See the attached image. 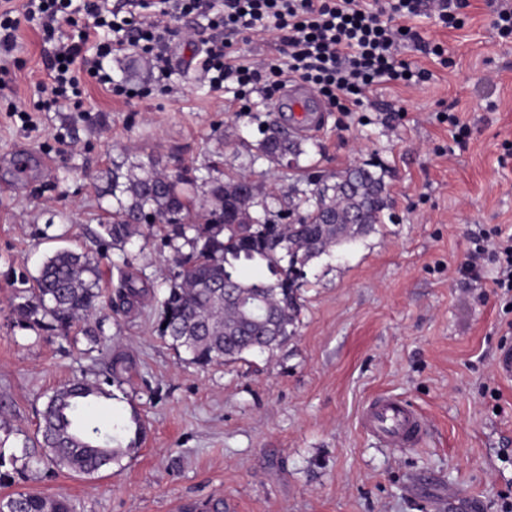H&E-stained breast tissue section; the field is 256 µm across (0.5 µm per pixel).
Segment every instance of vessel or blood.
Returning a JSON list of instances; mask_svg holds the SVG:
<instances>
[{
	"label": "vessel or blood",
	"mask_w": 512,
	"mask_h": 512,
	"mask_svg": "<svg viewBox=\"0 0 512 512\" xmlns=\"http://www.w3.org/2000/svg\"><path fill=\"white\" fill-rule=\"evenodd\" d=\"M363 430L389 448H411L424 437L425 422L409 404L386 397L370 402L360 414Z\"/></svg>",
	"instance_id": "vessel-or-blood-1"
}]
</instances>
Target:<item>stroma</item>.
<instances>
[{"mask_svg": "<svg viewBox=\"0 0 512 512\" xmlns=\"http://www.w3.org/2000/svg\"><path fill=\"white\" fill-rule=\"evenodd\" d=\"M502 0H463L461 26L421 16L411 25L441 56L401 44L400 58L429 71L419 86L385 82L348 119L326 115L302 137L298 166L257 159L261 128L285 98L236 100L199 80L196 55L213 32L205 19L171 20L173 93L149 61L130 51L114 60L115 79L148 88L124 101L82 77L83 109L53 104L27 127L46 80L43 36L21 23L0 70V422L8 443L34 434L53 389L79 372L98 373V353L17 327L13 303L24 279L61 248H90L108 223L101 196L113 163L159 161L167 172L202 176L218 164L245 174L272 219L295 208L312 180L351 165L385 174L389 207L369 234L313 262L300 290L296 335L275 354L201 369L182 363L156 331L159 308L109 312L102 334L135 365L131 383L86 410L129 441L132 416L144 434L136 454L88 479L30 466L12 491L63 496L74 512H183L220 498L224 512H507L512 504V381L495 371L512 348V313L496 294L494 268L471 288L457 269L477 227L512 233V37L492 22ZM420 40V41H421ZM468 126L457 145L444 122ZM29 160L18 179L16 153ZM103 292L129 261L156 293L174 251L158 229L125 251L104 246ZM391 395L415 407L426 434L415 448H385L359 424L364 405Z\"/></svg>", "mask_w": 512, "mask_h": 512, "instance_id": "1", "label": "stroma"}]
</instances>
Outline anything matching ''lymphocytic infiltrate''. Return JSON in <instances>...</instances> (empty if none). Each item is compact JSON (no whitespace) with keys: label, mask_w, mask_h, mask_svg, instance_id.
I'll return each mask as SVG.
<instances>
[{"label":"lymphocytic infiltrate","mask_w":512,"mask_h":512,"mask_svg":"<svg viewBox=\"0 0 512 512\" xmlns=\"http://www.w3.org/2000/svg\"><path fill=\"white\" fill-rule=\"evenodd\" d=\"M89 25L71 42L55 45L45 61L53 101L66 99L77 86V73L116 96L129 95L127 86L113 82L112 59L134 47L148 55L159 75L169 65V18L176 13H204L215 32L199 60L200 76L213 91L233 82L265 96L280 91L288 79L300 80L323 97L331 108L351 114L363 106L371 89L382 82L419 85L424 69L411 68L398 58L401 43L417 40L410 19L422 8L432 9L441 23L452 24L458 0H126L124 13L105 11L101 0H83ZM72 0H26L23 18L12 7L0 10V48L11 50L21 19L38 20L46 34ZM254 35L279 33L281 58L242 60L232 56L224 31ZM494 267V286L512 311V235L498 228L479 229L459 274L477 283L485 267Z\"/></svg>","instance_id":"lymphocytic-infiltrate-1"}]
</instances>
